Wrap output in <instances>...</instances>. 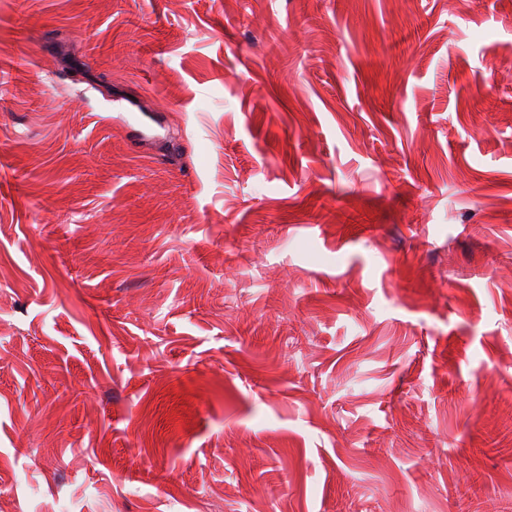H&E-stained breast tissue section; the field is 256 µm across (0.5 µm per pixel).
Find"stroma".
Listing matches in <instances>:
<instances>
[{"label": "stroma", "mask_w": 512, "mask_h": 512, "mask_svg": "<svg viewBox=\"0 0 512 512\" xmlns=\"http://www.w3.org/2000/svg\"><path fill=\"white\" fill-rule=\"evenodd\" d=\"M512 512V0H0V512Z\"/></svg>", "instance_id": "stroma-1"}]
</instances>
